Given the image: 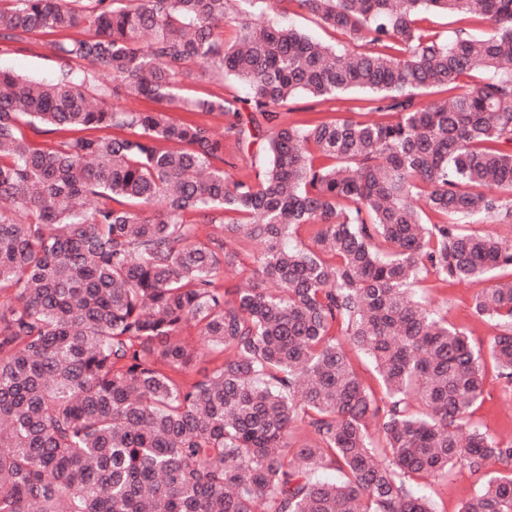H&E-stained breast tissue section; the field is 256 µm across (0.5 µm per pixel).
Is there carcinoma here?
<instances>
[{"label": "carcinoma", "mask_w": 512, "mask_h": 512, "mask_svg": "<svg viewBox=\"0 0 512 512\" xmlns=\"http://www.w3.org/2000/svg\"><path fill=\"white\" fill-rule=\"evenodd\" d=\"M240 2L259 21L227 41L233 0H0L1 43L78 30L51 45L56 79L0 69V512H146L149 495L160 512H434L412 485L458 465L480 481L459 512H512V475L487 474L512 443L473 422L484 357L410 288L512 277L511 242L463 229L512 222V0ZM295 8L348 46L273 21ZM194 64L245 84L253 114L184 98ZM356 89L374 118L281 117ZM127 97L165 108L106 104ZM186 107L224 132L169 117ZM24 126L124 134L45 151ZM229 136L266 141L261 171L231 174ZM228 270L242 283L219 284ZM474 310L511 385L512 280ZM188 324L224 353L193 382ZM346 354L359 377L367 384L377 389V375L368 357L357 346L345 345Z\"/></svg>", "instance_id": "cac0c4a2"}]
</instances>
